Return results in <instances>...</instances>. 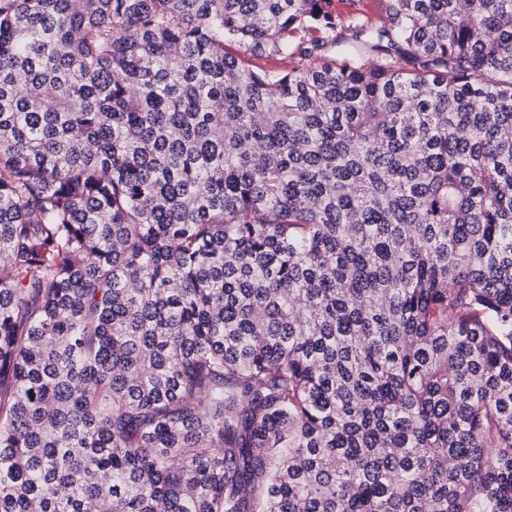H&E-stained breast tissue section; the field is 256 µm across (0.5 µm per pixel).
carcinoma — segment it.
Masks as SVG:
<instances>
[{
    "label": "carcinoma",
    "mask_w": 512,
    "mask_h": 512,
    "mask_svg": "<svg viewBox=\"0 0 512 512\" xmlns=\"http://www.w3.org/2000/svg\"><path fill=\"white\" fill-rule=\"evenodd\" d=\"M328 3L0 0V512H512V0ZM383 1L384 0H332L329 2V9L342 17L363 14L373 20H379L384 15Z\"/></svg>",
    "instance_id": "carcinoma-1"
}]
</instances>
